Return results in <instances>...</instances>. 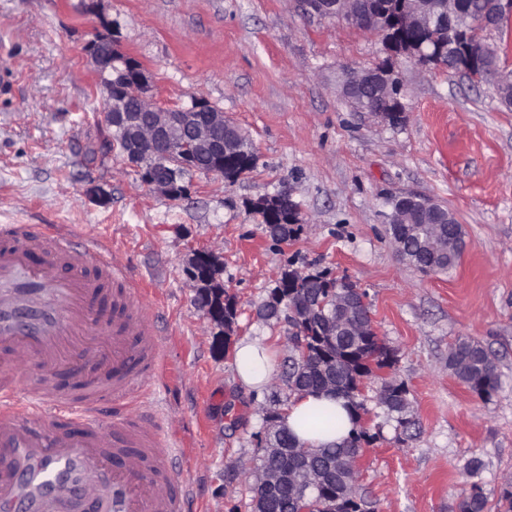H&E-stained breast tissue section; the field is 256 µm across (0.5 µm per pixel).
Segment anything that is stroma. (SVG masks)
<instances>
[{"label": "stroma", "mask_w": 512, "mask_h": 512, "mask_svg": "<svg viewBox=\"0 0 512 512\" xmlns=\"http://www.w3.org/2000/svg\"><path fill=\"white\" fill-rule=\"evenodd\" d=\"M103 19L145 69L155 101L223 110L249 139L254 168L232 183L190 173L178 199L148 186L112 146L86 56ZM0 56L15 74L0 93V225L100 243L143 287L167 338L166 366L123 409L154 410L180 449L186 512H252L241 466L256 462L264 409L288 395L240 385L234 352L219 348L194 302L185 269L196 249L219 256L237 297L235 339L270 346L279 364L288 323L256 311L286 263L331 269L366 291L416 421L401 433L377 403L381 380L366 382L375 439L358 486L372 512H458L475 483L485 512H499L512 482V107L492 86L401 58L404 122L353 111L339 84L386 60L382 37L306 15L299 0H0ZM284 189L304 224L278 244L249 204ZM407 191L437 199L462 225L466 248L448 272L421 274L391 246L385 201ZM461 337L492 352L500 385L491 397L450 373L448 350Z\"/></svg>", "instance_id": "1"}]
</instances>
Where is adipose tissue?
Instances as JSON below:
<instances>
[{
  "mask_svg": "<svg viewBox=\"0 0 512 512\" xmlns=\"http://www.w3.org/2000/svg\"><path fill=\"white\" fill-rule=\"evenodd\" d=\"M274 369L273 357L259 341L245 338L239 342L236 350V373L240 384L246 390L259 393L267 389ZM320 411L336 413L337 427L326 429L315 424L312 417ZM283 425L295 435L300 444L308 448L341 443L355 428L354 421L341 402L323 394L293 398L283 417Z\"/></svg>",
  "mask_w": 512,
  "mask_h": 512,
  "instance_id": "ef3b65f1",
  "label": "adipose tissue"
}]
</instances>
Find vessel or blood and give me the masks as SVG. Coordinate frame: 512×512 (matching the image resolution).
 <instances>
[{
  "mask_svg": "<svg viewBox=\"0 0 512 512\" xmlns=\"http://www.w3.org/2000/svg\"><path fill=\"white\" fill-rule=\"evenodd\" d=\"M166 339L143 312L124 267L72 234L0 226V512L102 502L109 512H185L186 482L158 427L129 413L102 429L96 414L126 402L163 366ZM88 369L78 393L47 375L15 387L19 359Z\"/></svg>",
  "mask_w": 512,
  "mask_h": 512,
  "instance_id": "obj_1",
  "label": "vessel or blood"
}]
</instances>
